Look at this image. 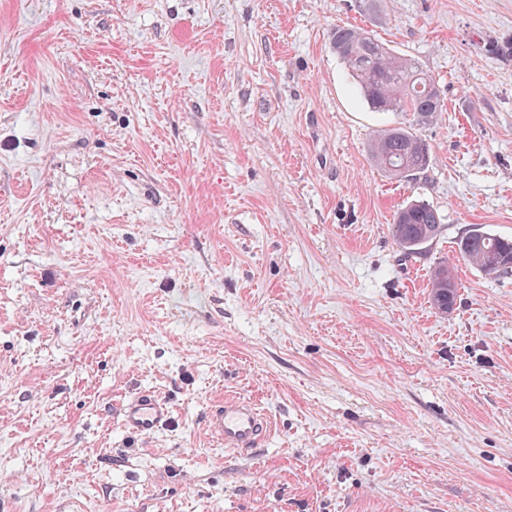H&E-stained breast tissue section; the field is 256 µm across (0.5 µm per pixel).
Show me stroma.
Instances as JSON below:
<instances>
[{
  "mask_svg": "<svg viewBox=\"0 0 512 512\" xmlns=\"http://www.w3.org/2000/svg\"><path fill=\"white\" fill-rule=\"evenodd\" d=\"M344 24L436 121L368 107ZM511 38L512 0H0V512H512V276L456 251L512 238ZM399 123L413 180L371 158ZM224 397L270 418L254 453L208 434ZM333 45L372 110L412 112L422 123L433 122L438 112H442L443 102L436 81L367 31L337 26ZM378 165L396 179H414L429 169V144L403 127L384 130L371 146ZM441 228L436 210L423 201H415L401 208L393 219V233L403 256L420 253L423 245L435 238ZM431 299L434 307L448 312L453 307L457 293V281L454 267L447 262L435 266L430 274ZM168 402L150 394H136L121 409V422L125 431L149 436L163 428L170 420Z\"/></svg>",
  "mask_w": 512,
  "mask_h": 512,
  "instance_id": "obj_1",
  "label": "stroma"
}]
</instances>
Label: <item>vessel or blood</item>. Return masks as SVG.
Segmentation results:
<instances>
[{
    "mask_svg": "<svg viewBox=\"0 0 512 512\" xmlns=\"http://www.w3.org/2000/svg\"><path fill=\"white\" fill-rule=\"evenodd\" d=\"M169 420L168 402L156 395H134L121 409L124 430L135 435H152ZM205 425L221 445L242 452L255 450L270 432L268 419L254 402L244 398L216 402L206 415Z\"/></svg>",
    "mask_w": 512,
    "mask_h": 512,
    "instance_id": "b4317fda",
    "label": "vessel or blood"
}]
</instances>
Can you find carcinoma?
Here are the masks:
<instances>
[{
	"label": "carcinoma",
	"mask_w": 512,
	"mask_h": 512,
	"mask_svg": "<svg viewBox=\"0 0 512 512\" xmlns=\"http://www.w3.org/2000/svg\"><path fill=\"white\" fill-rule=\"evenodd\" d=\"M336 54L348 67L350 75L368 106L377 112H410L417 121L433 122L442 111L443 102L436 81L414 62L392 52L368 32L338 26L333 33ZM378 165L396 179H414L431 165L429 144L403 127L383 131L371 146ZM441 218L430 205L415 201L397 211L393 233L403 256L420 253L423 245L435 238ZM460 257L477 265L486 274L512 272V240L480 229H473L457 242ZM434 307L448 312L457 293L454 267L448 263L435 266L430 274Z\"/></svg>",
	"instance_id": "carcinoma-1"
}]
</instances>
